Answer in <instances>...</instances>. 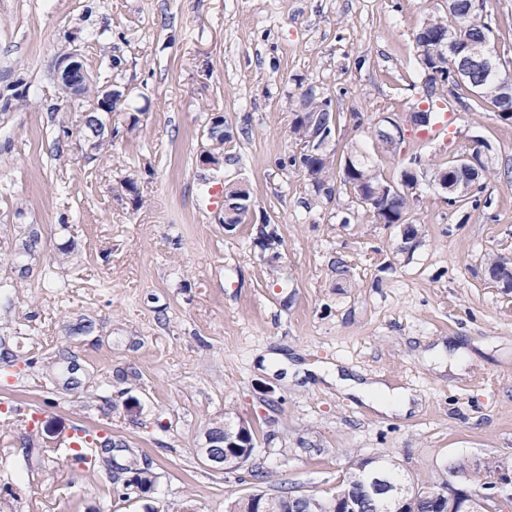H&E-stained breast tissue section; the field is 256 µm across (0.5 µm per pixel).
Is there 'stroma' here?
I'll return each instance as SVG.
<instances>
[{"mask_svg": "<svg viewBox=\"0 0 512 512\" xmlns=\"http://www.w3.org/2000/svg\"><path fill=\"white\" fill-rule=\"evenodd\" d=\"M447 3L0 0V512H227L256 493L332 496L357 458H386L416 489L512 464V288L488 271L512 263V122L450 94L436 105L458 112L451 139L410 121L429 105L415 35ZM484 15L512 72V0ZM75 48L124 94L96 149L87 98L54 77ZM310 89L341 115L336 160L366 157L395 184L419 158L416 238L290 165ZM217 115L211 169L197 154ZM390 121L392 146L375 134ZM475 137L489 173L449 205L433 170ZM233 182L254 209L227 228L208 191ZM440 345L464 349L461 372L432 360ZM269 358L338 364L418 401L388 417ZM242 422L252 457L210 467L209 433ZM78 431L109 449L77 473L54 444ZM132 461L151 492H123L112 466Z\"/></svg>", "mask_w": 512, "mask_h": 512, "instance_id": "35a3bbf8", "label": "stroma"}]
</instances>
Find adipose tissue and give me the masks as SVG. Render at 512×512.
Returning <instances> with one entry per match:
<instances>
[{"instance_id": "ef3b65f1", "label": "adipose tissue", "mask_w": 512, "mask_h": 512, "mask_svg": "<svg viewBox=\"0 0 512 512\" xmlns=\"http://www.w3.org/2000/svg\"><path fill=\"white\" fill-rule=\"evenodd\" d=\"M322 374L326 379L335 381L342 391L355 396L378 413L403 417L412 408V395L407 390L393 388L380 381L358 380L337 366L323 369Z\"/></svg>"}]
</instances>
